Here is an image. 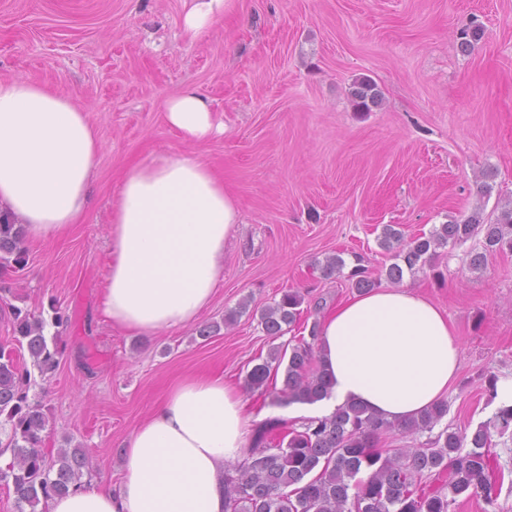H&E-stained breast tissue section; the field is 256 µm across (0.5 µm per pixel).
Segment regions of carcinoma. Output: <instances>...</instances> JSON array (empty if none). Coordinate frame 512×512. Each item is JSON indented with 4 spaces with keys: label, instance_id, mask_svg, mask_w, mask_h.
<instances>
[{
    "label": "carcinoma",
    "instance_id": "obj_1",
    "mask_svg": "<svg viewBox=\"0 0 512 512\" xmlns=\"http://www.w3.org/2000/svg\"><path fill=\"white\" fill-rule=\"evenodd\" d=\"M379 96L374 84L362 81L352 103L356 110L367 112ZM23 234L20 224H0V265L11 255L15 266H25V253L19 248ZM477 236L479 246L469 252L472 270L482 269L492 254L512 252V207L501 210L491 222L485 220L483 210L476 209L462 220H450L410 241L387 224L379 237L380 247L392 259L385 267V278L398 283L404 273L419 272L436 249ZM355 261L348 270L345 259L336 254L318 267L327 278L344 277L359 293L378 287L380 280L369 276L361 258ZM304 302L299 290L282 293L260 313L263 332L276 339L292 331ZM50 309L47 320L11 308L16 346L0 345V427L6 428L5 447L12 450L11 462L0 468V482L12 485L19 512H38L41 502L80 484L91 467L82 448H60L54 455L42 448L48 419L40 405L29 400L35 377H48L62 354L59 335L68 318L55 306ZM317 325L312 322L308 335L291 346L272 347L266 360L248 372L247 386L267 394L273 406L313 403L327 396L330 382L315 355ZM50 328L54 332L49 336ZM279 376L282 383L277 384ZM447 416L448 402L442 400L403 424L376 418L357 403L329 417L298 424L267 419L255 429L246 461L226 473L225 512H452L459 496L480 493L489 507H495V491L503 484L504 471L490 451L491 431L503 436L512 430V403H501L470 435L442 424ZM393 431L434 436L418 448L392 455L367 451L373 440ZM370 468L368 479L359 478Z\"/></svg>",
    "mask_w": 512,
    "mask_h": 512
}]
</instances>
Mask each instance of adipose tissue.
<instances>
[{
	"instance_id": "ef3b65f1",
	"label": "adipose tissue",
	"mask_w": 512,
	"mask_h": 512,
	"mask_svg": "<svg viewBox=\"0 0 512 512\" xmlns=\"http://www.w3.org/2000/svg\"><path fill=\"white\" fill-rule=\"evenodd\" d=\"M234 0H191L188 33L208 31ZM165 119L197 144L222 133L209 98L185 87ZM102 139L86 107L48 85L0 78V224L61 241L93 199ZM241 222L236 196L196 152L146 158L122 177L112 203L101 309L114 332L155 336L194 323L224 279V251ZM317 356L330 397L276 409L296 420L348 402L403 421L444 399L461 348L442 307L408 286L354 294L319 320ZM258 416L237 383L187 373L124 442L116 486H74L43 512H224V472L245 459Z\"/></svg>"
}]
</instances>
